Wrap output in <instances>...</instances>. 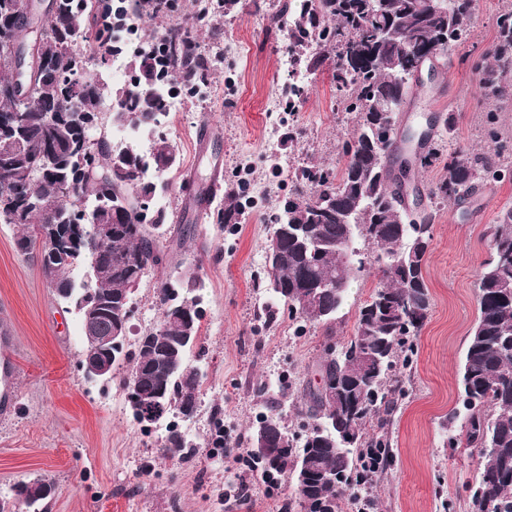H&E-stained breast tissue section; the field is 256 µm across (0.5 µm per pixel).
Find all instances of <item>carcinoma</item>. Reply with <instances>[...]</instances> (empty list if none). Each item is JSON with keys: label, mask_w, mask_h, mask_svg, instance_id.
<instances>
[{"label": "carcinoma", "mask_w": 512, "mask_h": 512, "mask_svg": "<svg viewBox=\"0 0 512 512\" xmlns=\"http://www.w3.org/2000/svg\"><path fill=\"white\" fill-rule=\"evenodd\" d=\"M57 2L56 12L46 11L33 22L15 10L14 0H0V42L28 38L36 24L55 47L48 75L17 96L1 92L13 84L15 74L0 56V223L16 228L21 254L32 255L38 247L47 252L42 271L54 297L94 304L97 332L84 337V347L95 355L97 337L128 327L131 290L166 263L167 254L155 236L166 214L149 212L141 200L165 189L155 181L156 166L164 162L175 168L178 154L176 144L163 136L154 139L148 156L118 149L110 127L160 125L168 115L164 88L202 79L213 64L199 45L183 37L190 18L175 14L176 0H118L110 4L118 16L165 20L162 39L132 53L133 76L122 85L84 74L82 115L65 112L67 75L78 67L71 44L78 36L89 48L107 44L99 53L105 64L112 58V26L102 18V0ZM472 2L449 0L445 12L433 11L429 0H383L376 11L368 0H296L285 6L293 22L288 41L295 64L313 70L331 65L336 102L354 114L356 134L340 172L310 165L294 175L293 207L273 231L280 250L277 271L268 273L274 303L265 308V318L275 321L276 307L283 305L300 332L309 323H329L346 299V291L334 284L363 270L359 243L375 247L391 261L379 266L378 283L359 308L350 337L362 341L370 356L350 362L328 357L319 363L323 378L335 383L336 398L324 401L312 386L304 389L297 415L308 421V428L301 440L274 414L259 418L262 431L248 438L250 459L264 479L308 474L303 512H326L349 489L357 499L389 463L390 441L381 430L385 415L405 396L399 370L408 365L413 351L400 310L408 305L419 310L416 336L428 318L430 297L424 261L404 265L418 237L417 225L403 221L383 155L388 120L375 104L384 97L396 107L411 95L396 79L395 60L438 54L465 38ZM491 56L495 65L485 70L482 88L490 98L504 97L512 91L503 78L512 68V10L498 17ZM447 171L429 200L460 201L458 192L472 191L481 174L497 168L457 151L448 157ZM242 199L243 189L226 188L211 213L215 223H236ZM90 224H106L112 231L96 256L86 232ZM488 236L500 258L482 265L478 318L459 369L460 407L448 417L455 429L448 442L460 434L468 447L493 449L483 456L473 503L479 510L488 506L490 512H512V209L500 213ZM338 242L347 244L346 251L336 252ZM84 264L90 282L73 297L72 272ZM169 285L165 281L157 288L161 319L139 337L136 350L112 349L114 362L128 361L129 376L136 377L139 401L129 407L138 422L144 404L162 419L175 411L186 414L196 404L201 385L182 377L202 319L193 296L200 282L189 276L177 284L182 296L194 300L190 309L168 303ZM374 375L381 395L349 414L357 383ZM348 437L352 444L346 447ZM172 448L184 459L197 443L175 432L159 442L158 451L167 456ZM54 486L46 477L21 481L11 493L0 495V512H19L25 493L29 506L47 512L40 493Z\"/></svg>", "instance_id": "obj_1"}]
</instances>
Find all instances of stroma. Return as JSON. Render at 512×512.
Returning <instances> with one entry per match:
<instances>
[{"label": "stroma", "mask_w": 512, "mask_h": 512, "mask_svg": "<svg viewBox=\"0 0 512 512\" xmlns=\"http://www.w3.org/2000/svg\"><path fill=\"white\" fill-rule=\"evenodd\" d=\"M284 0H239L230 10L194 26L202 45L220 43L224 67L211 92L170 113L159 133L179 149V165L166 172L167 213L160 246L169 264L149 272L135 294L128 342L155 327L144 307L165 279L195 273L203 285L201 351L190 365L203 371L191 417L198 448L187 459L157 452L161 431L134 420L119 382H88L79 367L83 341L78 317L50 293L35 259L14 248L16 230L0 224V314L10 319L15 343L13 407L0 418V493L45 476L55 482L47 512H286L294 497L290 478L277 489L247 461L208 447L214 421L239 448L260 415L292 419L304 385L313 379L328 344L347 341L358 310L377 283L375 271L352 277L334 331L309 325L294 336L287 311L266 323V246L281 204L293 192L292 173L314 163L342 166V145L355 123L336 106L327 68L289 73L282 65L288 36L271 17ZM512 0H480L470 32L440 55L433 81L415 87L403 112L414 126L425 116L449 119L445 139L455 149L508 166L512 163V95L488 102L479 87L497 35V18ZM303 86L294 111L269 113L285 83ZM208 141H201V132ZM248 189L238 224H214L192 213L183 179ZM512 208V174L481 184L468 199L438 206L424 265L430 294L428 319L414 339L404 372L405 396L388 427L392 464L369 491L371 512H472L471 491L482 468L475 448H449L448 415L458 399V371L478 309V279L489 256L487 230ZM194 232L178 242L176 230Z\"/></svg>", "instance_id": "stroma-1"}]
</instances>
